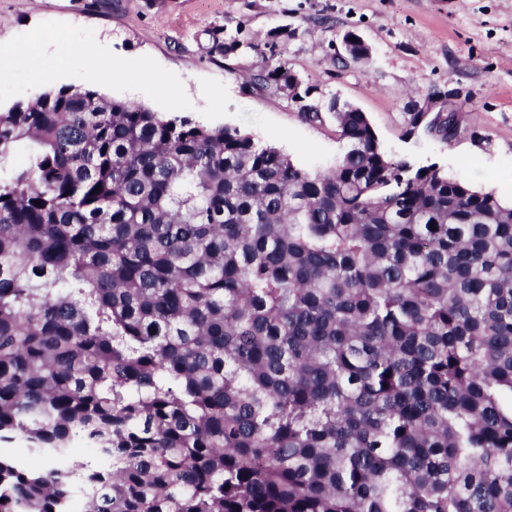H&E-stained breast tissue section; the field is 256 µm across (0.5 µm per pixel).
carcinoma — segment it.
Wrapping results in <instances>:
<instances>
[{"instance_id":"carcinoma-1","label":"carcinoma","mask_w":512,"mask_h":512,"mask_svg":"<svg viewBox=\"0 0 512 512\" xmlns=\"http://www.w3.org/2000/svg\"><path fill=\"white\" fill-rule=\"evenodd\" d=\"M336 123L310 172L93 89L0 111V443L43 458L0 512H512V205Z\"/></svg>"}]
</instances>
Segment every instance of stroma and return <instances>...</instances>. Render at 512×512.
<instances>
[{
    "mask_svg": "<svg viewBox=\"0 0 512 512\" xmlns=\"http://www.w3.org/2000/svg\"><path fill=\"white\" fill-rule=\"evenodd\" d=\"M44 21L93 29L96 40L124 58L149 56L177 74L202 122L200 81L222 82L230 103L218 127L256 142L270 139L237 117L240 109L293 128L330 150L311 171L333 167L342 148L336 120L305 121L286 97L260 90L248 74L284 63L311 87L310 101L351 104L366 114L385 151L417 167L512 200V0H0V42ZM241 43L230 56L211 52L208 32ZM286 38L272 40L278 27ZM359 35L365 58L345 51ZM455 111L460 134L440 140L411 130L410 115Z\"/></svg>",
    "mask_w": 512,
    "mask_h": 512,
    "instance_id": "1",
    "label": "stroma"
}]
</instances>
